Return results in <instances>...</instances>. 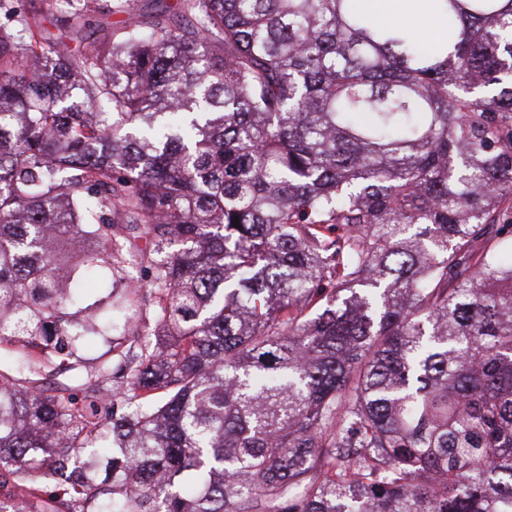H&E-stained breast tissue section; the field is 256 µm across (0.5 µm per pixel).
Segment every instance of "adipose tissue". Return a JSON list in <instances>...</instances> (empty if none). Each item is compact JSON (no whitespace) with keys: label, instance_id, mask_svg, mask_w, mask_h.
I'll list each match as a JSON object with an SVG mask.
<instances>
[{"label":"adipose tissue","instance_id":"1","mask_svg":"<svg viewBox=\"0 0 512 512\" xmlns=\"http://www.w3.org/2000/svg\"><path fill=\"white\" fill-rule=\"evenodd\" d=\"M356 7L379 24L402 22L417 27L423 46L438 41L444 34L443 22L431 14L426 0H354Z\"/></svg>","mask_w":512,"mask_h":512}]
</instances>
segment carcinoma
<instances>
[{"label": "carcinoma", "instance_id": "carcinoma-1", "mask_svg": "<svg viewBox=\"0 0 512 512\" xmlns=\"http://www.w3.org/2000/svg\"><path fill=\"white\" fill-rule=\"evenodd\" d=\"M7 2L0 503L512 512V0ZM54 0H21L15 1L16 5L26 11L29 15H36L42 21L47 37L55 47L60 50L66 47L74 48L75 41L69 39L70 35L66 33L67 28L58 26L55 22L56 16H62L63 6L52 2ZM356 7L379 24L402 22L418 28L419 39L424 47L438 41L446 23L431 14L425 5L427 0H354ZM447 28V26H446ZM94 19L93 26L90 29L85 30L87 37L90 36L91 40L104 35L111 36L113 41H119L122 38V21L125 16L122 14H109L98 13Z\"/></svg>", "mask_w": 512, "mask_h": 512}]
</instances>
